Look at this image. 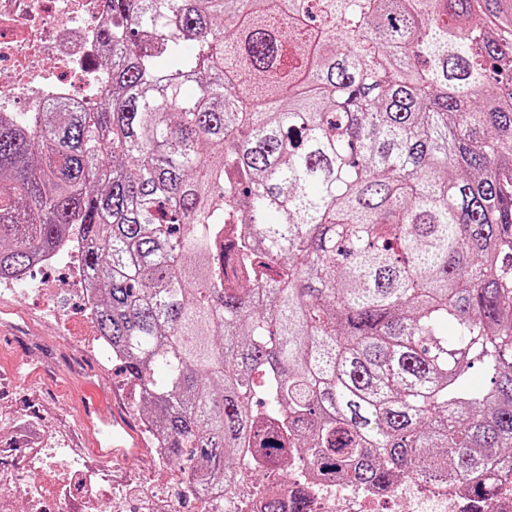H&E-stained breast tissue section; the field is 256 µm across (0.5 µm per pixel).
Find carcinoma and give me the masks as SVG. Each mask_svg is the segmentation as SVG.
<instances>
[{
	"instance_id": "1",
	"label": "carcinoma",
	"mask_w": 512,
	"mask_h": 512,
	"mask_svg": "<svg viewBox=\"0 0 512 512\" xmlns=\"http://www.w3.org/2000/svg\"><path fill=\"white\" fill-rule=\"evenodd\" d=\"M110 3L112 94L0 117V277L78 230L192 488L294 463L483 503L512 472V0Z\"/></svg>"
}]
</instances>
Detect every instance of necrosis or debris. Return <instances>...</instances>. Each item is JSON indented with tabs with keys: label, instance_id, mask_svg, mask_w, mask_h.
I'll return each mask as SVG.
<instances>
[{
	"label": "necrosis or debris",
	"instance_id": "1",
	"mask_svg": "<svg viewBox=\"0 0 512 512\" xmlns=\"http://www.w3.org/2000/svg\"><path fill=\"white\" fill-rule=\"evenodd\" d=\"M111 24L109 0H0V114L25 119L52 105L96 102L109 83L99 35ZM46 454L43 448L27 451L0 468V487L20 495L24 512H75L83 500L94 512H124L123 498L95 491L76 459L58 470L43 466ZM33 470L42 471L52 486L66 485L70 495L47 499L41 484L26 480ZM303 481L309 484L311 512H382L385 501L389 512H452L453 503L467 496L460 484L444 491L409 481L383 496L331 477L312 479L303 469L285 483L269 479L267 486L278 491Z\"/></svg>",
	"mask_w": 512,
	"mask_h": 512
}]
</instances>
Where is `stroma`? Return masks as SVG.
Returning <instances> with one entry per match:
<instances>
[{"label":"stroma","mask_w":512,"mask_h":512,"mask_svg":"<svg viewBox=\"0 0 512 512\" xmlns=\"http://www.w3.org/2000/svg\"><path fill=\"white\" fill-rule=\"evenodd\" d=\"M69 273L65 257L40 271V278L54 286L46 302L20 292L0 295V317L12 324L9 335H0V367L14 364L20 371L12 387L0 389V448L15 456L36 447L67 448L105 486L127 491L129 500H137L136 488L144 485L168 502L151 455L107 462L95 454L101 415H119L138 435L144 419L134 383L99 365L87 351L98 331L83 316Z\"/></svg>","instance_id":"35a3bbf8"}]
</instances>
